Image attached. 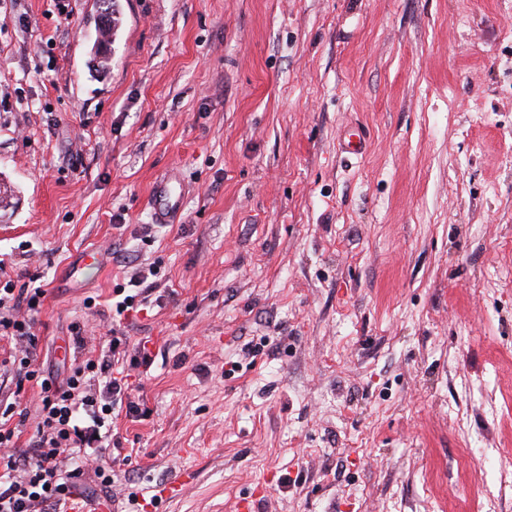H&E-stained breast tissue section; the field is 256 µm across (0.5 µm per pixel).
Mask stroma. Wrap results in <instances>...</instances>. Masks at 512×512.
<instances>
[{"instance_id": "obj_1", "label": "stroma", "mask_w": 512, "mask_h": 512, "mask_svg": "<svg viewBox=\"0 0 512 512\" xmlns=\"http://www.w3.org/2000/svg\"><path fill=\"white\" fill-rule=\"evenodd\" d=\"M119 2L95 75L97 0H0V267L42 351L98 355L161 268L115 512H512V0ZM150 199L153 215L158 224L170 223L182 210L181 194H177L168 181L155 182L150 192ZM158 274L159 272L157 270V266L152 263L131 277L129 280L131 283L130 286L135 287L131 288V290L138 291H136L134 294H127L122 298V300L116 301V315L119 317L123 316L124 318H127L132 312L139 313L140 311L144 310V308L138 309V307L139 305L142 306L146 302L145 300L147 299L148 295H145V293H148L149 289L155 288L156 281L154 278H156ZM148 280L152 281L146 284ZM139 297L141 299L137 300Z\"/></svg>"}]
</instances>
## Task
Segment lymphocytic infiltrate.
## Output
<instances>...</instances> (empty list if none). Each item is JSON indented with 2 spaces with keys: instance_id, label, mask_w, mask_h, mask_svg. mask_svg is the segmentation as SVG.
<instances>
[{
  "instance_id": "f902f5d3",
  "label": "lymphocytic infiltrate",
  "mask_w": 512,
  "mask_h": 512,
  "mask_svg": "<svg viewBox=\"0 0 512 512\" xmlns=\"http://www.w3.org/2000/svg\"><path fill=\"white\" fill-rule=\"evenodd\" d=\"M45 297L38 286L0 285V339L9 344L0 357V383L30 391L36 403L32 413L12 402L0 410V512H69L77 501L93 505L82 488L89 478L111 490L104 454L120 445L112 420L138 413L130 371L152 363L147 342L130 346L115 329L106 355L74 362L61 375L49 371L35 332ZM24 432L29 440L21 449L17 442Z\"/></svg>"
}]
</instances>
